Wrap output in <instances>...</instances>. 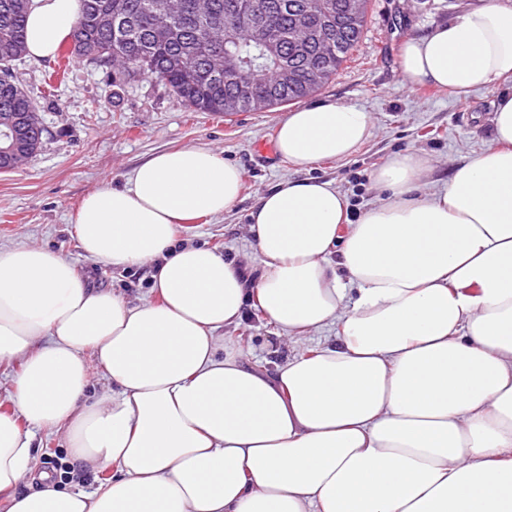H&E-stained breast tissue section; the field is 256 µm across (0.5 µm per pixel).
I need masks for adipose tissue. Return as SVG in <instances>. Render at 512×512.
Listing matches in <instances>:
<instances>
[{
  "mask_svg": "<svg viewBox=\"0 0 512 512\" xmlns=\"http://www.w3.org/2000/svg\"><path fill=\"white\" fill-rule=\"evenodd\" d=\"M80 9L30 0L29 57L52 58ZM401 72L461 94L499 84L512 5L481 0L408 37ZM492 123L430 192L425 154L390 156L356 214L331 182L280 181L248 215L254 274L177 238L238 201L241 169L205 147L152 155L72 216L85 258L149 269L135 305L53 250L0 247V366L18 367L0 412L8 512H512V94ZM372 131L360 106L303 105L276 148L306 170ZM249 309L293 348L273 372L224 342ZM95 370L110 390L90 398ZM39 431L111 477L88 491L36 473ZM33 474L40 490L18 493Z\"/></svg>",
  "mask_w": 512,
  "mask_h": 512,
  "instance_id": "adipose-tissue-1",
  "label": "adipose tissue"
}]
</instances>
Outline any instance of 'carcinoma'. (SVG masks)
Listing matches in <instances>:
<instances>
[{"instance_id": "cac0c4a2", "label": "carcinoma", "mask_w": 512, "mask_h": 512, "mask_svg": "<svg viewBox=\"0 0 512 512\" xmlns=\"http://www.w3.org/2000/svg\"><path fill=\"white\" fill-rule=\"evenodd\" d=\"M155 0H81L78 27L95 50L68 56L103 67L112 85L121 87L150 75L191 112H250L286 106L317 92L355 50L367 14L351 20L345 0H182L181 15L170 21L165 41L155 38L163 18ZM28 0H0V114L37 113L30 93L16 80L14 65L26 56L25 25ZM337 23L331 48L298 44L295 32L314 25L322 12ZM112 13V22L126 24L130 34L96 24ZM273 22L282 41L268 46L251 38L261 22ZM45 130L36 121L27 130L14 160L0 153V171L21 168L42 145Z\"/></svg>"}]
</instances>
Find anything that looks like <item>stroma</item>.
<instances>
[{
	"mask_svg": "<svg viewBox=\"0 0 512 512\" xmlns=\"http://www.w3.org/2000/svg\"><path fill=\"white\" fill-rule=\"evenodd\" d=\"M476 2L370 0L351 59L311 100L365 107L373 117V135L350 159L321 161L300 172L275 149L276 126L287 107L227 116L191 112L151 76L116 87L100 67L76 62L60 76L57 60L23 59L16 74L31 92L47 133L25 166L0 173V246L26 243L54 250L94 285L135 304L150 295L148 270L86 260L71 217L103 182L123 183L135 166L158 152L205 146L241 168L243 190L234 207L223 216L181 225L179 238L208 243L249 269L258 268L261 256L249 242L248 213L258 196L282 179L333 182L359 211L377 196L372 171L394 153L420 149L433 159L430 187L443 185L455 167L490 143L494 104L512 89V78L463 97L411 87L400 70L401 46L407 37L452 19ZM243 330L251 336L243 347L251 363L274 370L288 352L274 328L254 311L225 329V343L235 344Z\"/></svg>",
	"mask_w": 512,
	"mask_h": 512,
	"instance_id": "obj_1",
	"label": "stroma"
}]
</instances>
